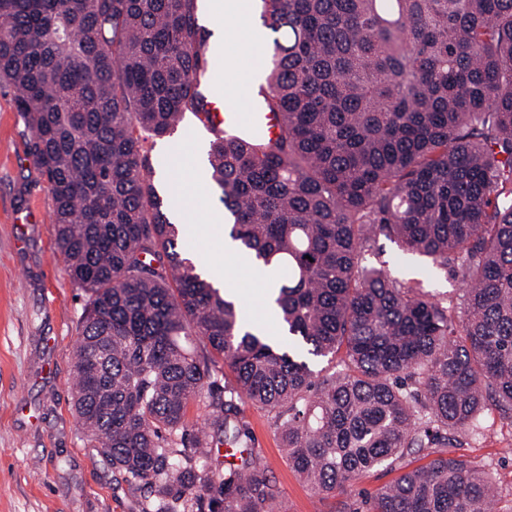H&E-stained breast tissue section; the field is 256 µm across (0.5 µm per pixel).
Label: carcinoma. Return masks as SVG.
<instances>
[{
	"mask_svg": "<svg viewBox=\"0 0 512 512\" xmlns=\"http://www.w3.org/2000/svg\"><path fill=\"white\" fill-rule=\"evenodd\" d=\"M273 35L257 131L208 143L242 254L280 276L291 354L243 326L172 222L150 140L205 113L201 0H0V85L16 88L50 224L87 293L74 408L140 512H269L236 401L276 412L287 461L325 497L358 475L455 448L490 406L512 422V0H256ZM288 30V41L276 34ZM451 271L464 318L366 261L377 237ZM222 357L217 386L194 341ZM345 351L339 370L314 369ZM202 403L215 434L191 433ZM490 471L443 455L367 512H491Z\"/></svg>",
	"mask_w": 512,
	"mask_h": 512,
	"instance_id": "obj_1",
	"label": "carcinoma"
}]
</instances>
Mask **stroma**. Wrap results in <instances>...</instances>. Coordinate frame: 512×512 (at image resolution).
<instances>
[{
    "label": "stroma",
    "mask_w": 512,
    "mask_h": 512,
    "mask_svg": "<svg viewBox=\"0 0 512 512\" xmlns=\"http://www.w3.org/2000/svg\"><path fill=\"white\" fill-rule=\"evenodd\" d=\"M17 92L0 87V512H139L143 493L114 474L84 440L73 407V365L86 293L72 280L50 232L53 200L28 149L30 132ZM193 121L156 141L166 155L180 206L198 233L190 252L217 253L220 225L206 223L220 204L209 184L192 179ZM248 442L262 456L277 491L272 512H363L365 498L395 477L372 470L336 497H321L288 465L275 414L238 404ZM448 456L491 469L497 512H512V422L485 412L483 427L462 437Z\"/></svg>",
    "instance_id": "35a3bbf8"
}]
</instances>
